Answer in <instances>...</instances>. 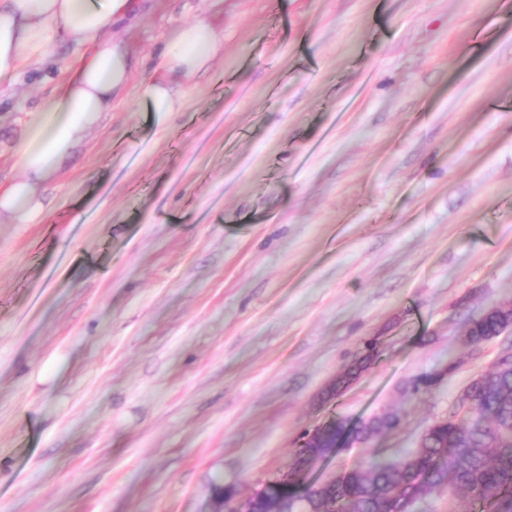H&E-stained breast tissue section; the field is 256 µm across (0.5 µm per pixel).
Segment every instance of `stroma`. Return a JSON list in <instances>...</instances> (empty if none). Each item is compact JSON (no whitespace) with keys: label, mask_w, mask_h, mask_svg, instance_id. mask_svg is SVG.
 Segmentation results:
<instances>
[{"label":"stroma","mask_w":512,"mask_h":512,"mask_svg":"<svg viewBox=\"0 0 512 512\" xmlns=\"http://www.w3.org/2000/svg\"><path fill=\"white\" fill-rule=\"evenodd\" d=\"M200 18L224 46L157 122L141 81ZM105 34L124 91L0 219V512H219L386 411L303 481L414 451L504 343L464 337L512 304V0H137ZM92 52L0 86V192ZM400 421L401 417L397 412L382 413L355 425L350 435L358 441H366L375 435L395 429Z\"/></svg>","instance_id":"obj_1"}]
</instances>
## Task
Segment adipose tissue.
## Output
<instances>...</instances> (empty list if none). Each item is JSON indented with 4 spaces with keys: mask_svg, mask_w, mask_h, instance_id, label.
<instances>
[{
    "mask_svg": "<svg viewBox=\"0 0 512 512\" xmlns=\"http://www.w3.org/2000/svg\"><path fill=\"white\" fill-rule=\"evenodd\" d=\"M135 6L136 0H0V81L13 79L23 65L43 63L44 51L57 33L94 47L92 57L67 81L63 92L40 104L15 146L26 177L0 193V216L27 224L41 213L43 182L125 89L128 57L103 32L113 19L127 16ZM223 41V35L203 20L177 28L159 60L166 78L151 75L144 81L143 96L153 111H177L181 99L173 76H193Z\"/></svg>",
    "mask_w": 512,
    "mask_h": 512,
    "instance_id": "ef3b65f1",
    "label": "adipose tissue"
}]
</instances>
